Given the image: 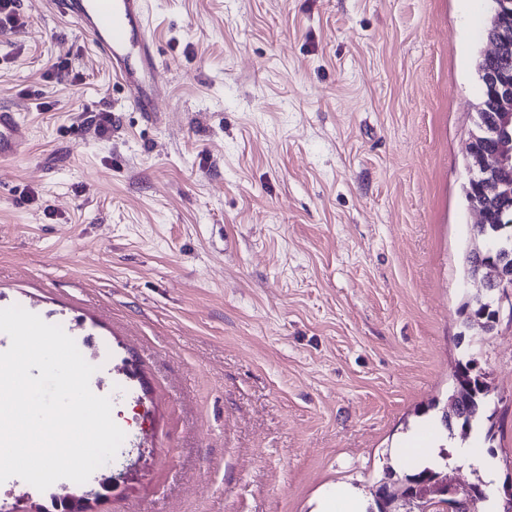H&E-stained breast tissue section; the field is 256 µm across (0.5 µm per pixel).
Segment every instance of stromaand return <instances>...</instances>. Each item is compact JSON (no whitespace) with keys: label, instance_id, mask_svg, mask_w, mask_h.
Returning <instances> with one entry per match:
<instances>
[{"label":"stroma","instance_id":"obj_1","mask_svg":"<svg viewBox=\"0 0 512 512\" xmlns=\"http://www.w3.org/2000/svg\"><path fill=\"white\" fill-rule=\"evenodd\" d=\"M491 6L146 0L150 115L73 19L19 0L0 107L29 144L0 165V309L101 345L90 389L125 439L94 512L371 498L424 418L512 482V317L473 351L493 440L442 421L481 291L463 185Z\"/></svg>","mask_w":512,"mask_h":512}]
</instances>
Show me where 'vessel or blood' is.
<instances>
[{
  "label": "vessel or blood",
  "instance_id": "b4317fda",
  "mask_svg": "<svg viewBox=\"0 0 512 512\" xmlns=\"http://www.w3.org/2000/svg\"><path fill=\"white\" fill-rule=\"evenodd\" d=\"M90 37L126 87L133 106L154 109L157 66L148 34L145 0H53ZM29 139L16 113L0 109V162L17 158Z\"/></svg>",
  "mask_w": 512,
  "mask_h": 512
}]
</instances>
